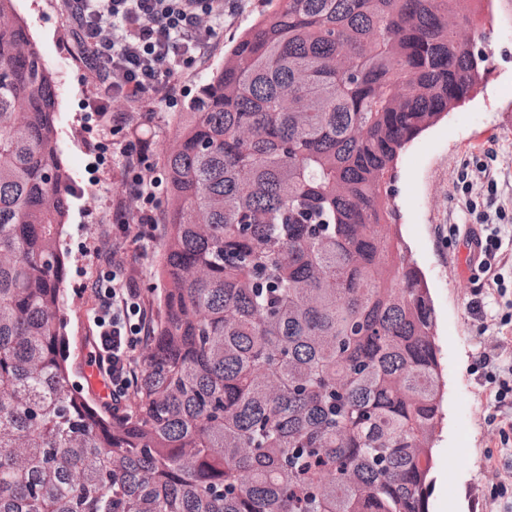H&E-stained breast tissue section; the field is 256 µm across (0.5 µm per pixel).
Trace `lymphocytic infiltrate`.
<instances>
[{
  "mask_svg": "<svg viewBox=\"0 0 512 512\" xmlns=\"http://www.w3.org/2000/svg\"><path fill=\"white\" fill-rule=\"evenodd\" d=\"M82 45L81 61L112 99L135 103L145 97L167 100L176 77L201 65L210 33L224 22V0H65ZM145 144L130 141L123 150L121 192L135 202L136 225L124 208L114 215L112 262L95 290L94 323L100 363L111 378L112 413L123 415L138 381L136 358L151 336L152 313L135 279L127 277L123 239H150L157 223L150 180L142 171Z\"/></svg>",
  "mask_w": 512,
  "mask_h": 512,
  "instance_id": "1",
  "label": "lymphocytic infiltrate"
}]
</instances>
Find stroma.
Segmentation results:
<instances>
[{"label":"stroma","instance_id":"1","mask_svg":"<svg viewBox=\"0 0 512 512\" xmlns=\"http://www.w3.org/2000/svg\"><path fill=\"white\" fill-rule=\"evenodd\" d=\"M275 4L231 0L205 62L181 74L173 97L130 104L101 95L71 39L63 0H16L59 84L60 148L73 177L61 238L68 255L65 316L78 344L96 331L91 286L112 244V209L123 180L118 159L128 136L136 131L146 138L148 175L163 178L176 114L221 66L242 31ZM471 30L486 35L490 65L484 82L472 99L416 138L394 169L395 224L408 258L426 276L437 313L445 417L435 435L429 512H491V471L512 479V446L502 447L496 428L512 413L499 408L496 385L473 372L484 347L499 345L503 356L512 357V260L497 269L505 296L479 309L473 290L489 287L490 280L467 264L464 234L478 216L512 225V0H489ZM116 110L129 112L127 127L113 125ZM124 252L127 274L138 281L153 315H160V235L147 243L125 241ZM489 314L506 318V325L485 326Z\"/></svg>","mask_w":512,"mask_h":512}]
</instances>
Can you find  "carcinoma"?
<instances>
[{
    "label": "carcinoma",
    "mask_w": 512,
    "mask_h": 512,
    "mask_svg": "<svg viewBox=\"0 0 512 512\" xmlns=\"http://www.w3.org/2000/svg\"><path fill=\"white\" fill-rule=\"evenodd\" d=\"M473 0H277L177 119L163 318L115 420L75 388L58 85L0 0V512H428L436 314L402 150L476 91Z\"/></svg>",
    "instance_id": "carcinoma-1"
}]
</instances>
